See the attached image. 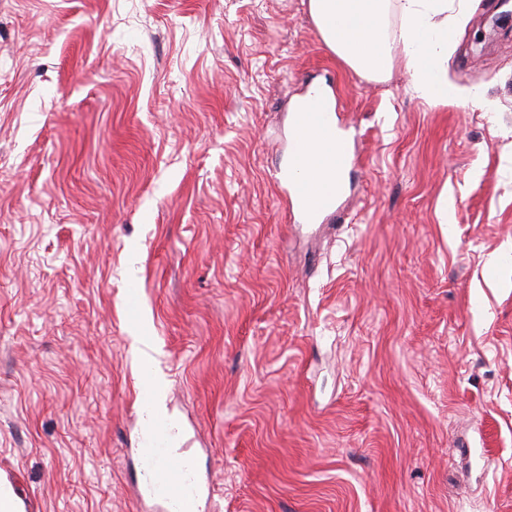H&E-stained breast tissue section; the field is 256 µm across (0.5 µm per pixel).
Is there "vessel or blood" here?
I'll return each instance as SVG.
<instances>
[{
    "label": "vessel or blood",
    "mask_w": 512,
    "mask_h": 512,
    "mask_svg": "<svg viewBox=\"0 0 512 512\" xmlns=\"http://www.w3.org/2000/svg\"><path fill=\"white\" fill-rule=\"evenodd\" d=\"M338 112L330 110L323 97H314L312 109L293 113L288 125L294 170L280 168L276 184L285 191L293 217L300 224L318 223L324 216L341 209L346 187L342 176L352 165L347 136L341 135ZM317 137L318 147L308 151L307 140ZM144 484L154 497L165 501L173 512H193L196 491L181 471L168 465V450L159 441L143 443L139 450Z\"/></svg>",
    "instance_id": "b4317fda"
}]
</instances>
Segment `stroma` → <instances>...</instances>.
Returning a JSON list of instances; mask_svg holds the SVG:
<instances>
[{"mask_svg": "<svg viewBox=\"0 0 512 512\" xmlns=\"http://www.w3.org/2000/svg\"><path fill=\"white\" fill-rule=\"evenodd\" d=\"M465 8L449 76L482 110L347 69L308 0H0V474L27 512H170L135 453L142 312L196 512H512V33ZM312 80L359 165L299 227L271 174Z\"/></svg>", "mask_w": 512, "mask_h": 512, "instance_id": "stroma-1", "label": "stroma"}]
</instances>
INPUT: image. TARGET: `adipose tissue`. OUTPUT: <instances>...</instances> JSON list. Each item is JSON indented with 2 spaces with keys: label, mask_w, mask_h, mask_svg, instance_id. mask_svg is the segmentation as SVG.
<instances>
[{
  "label": "adipose tissue",
  "mask_w": 512,
  "mask_h": 512,
  "mask_svg": "<svg viewBox=\"0 0 512 512\" xmlns=\"http://www.w3.org/2000/svg\"><path fill=\"white\" fill-rule=\"evenodd\" d=\"M397 3L400 26L388 29L390 3ZM309 13L337 59L356 74L385 80L401 59L410 81L407 93L436 104L466 101L481 106L479 89L463 90L448 79V55L461 16H449L448 0H308ZM135 373L143 415V435L166 422V382L153 370L154 346L135 339Z\"/></svg>",
  "instance_id": "ef3b65f1"
}]
</instances>
